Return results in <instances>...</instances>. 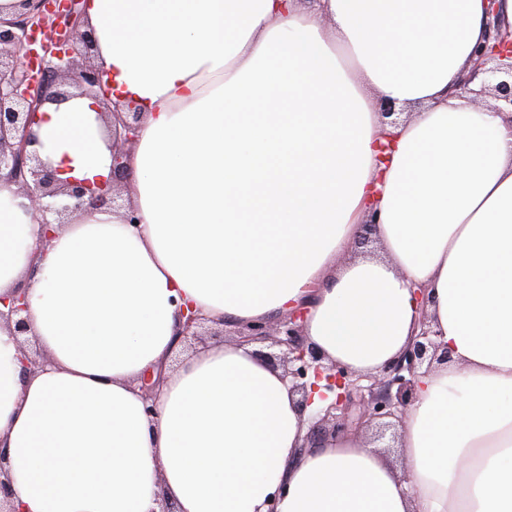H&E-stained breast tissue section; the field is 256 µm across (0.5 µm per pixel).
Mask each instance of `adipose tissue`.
I'll return each instance as SVG.
<instances>
[{
  "label": "adipose tissue",
  "instance_id": "adipose-tissue-1",
  "mask_svg": "<svg viewBox=\"0 0 512 512\" xmlns=\"http://www.w3.org/2000/svg\"><path fill=\"white\" fill-rule=\"evenodd\" d=\"M87 19L113 99L145 114L139 221L48 230L0 180V296L26 288L48 355L23 371L0 323L8 512H155L162 489L178 512H266L283 483L278 512H512V127L460 91L486 0H90ZM379 99L409 117L384 125ZM32 129L59 179L109 182L92 100ZM373 209L382 256L347 259ZM310 293L309 342L350 370L380 371L423 310L447 346L400 464L350 435L303 448L280 372L233 344L168 373L146 415L138 380L177 350L181 308L251 323Z\"/></svg>",
  "mask_w": 512,
  "mask_h": 512
}]
</instances>
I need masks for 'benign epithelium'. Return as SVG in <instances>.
I'll list each match as a JSON object with an SVG mask.
<instances>
[{"mask_svg": "<svg viewBox=\"0 0 512 512\" xmlns=\"http://www.w3.org/2000/svg\"><path fill=\"white\" fill-rule=\"evenodd\" d=\"M25 11L10 18L0 17V179L15 183L28 198L31 209L54 220L43 221L57 228L68 223V216L83 207H108L121 214L128 223L136 222L131 202L118 203L117 185L126 181V158L136 140L143 112L134 101L123 104L104 95L98 66L90 60L96 49L95 38L86 21L81 0H66L57 8L50 0H24ZM488 44L484 45L471 76L462 88L478 104L489 96L494 103L489 109L512 123V63L502 68L499 61L512 60V27L496 9H491ZM55 27L57 37L41 44L43 55L37 67L19 61L33 55L35 35L46 22ZM483 75L479 89L469 88L472 78ZM72 97L95 101L98 115L108 131L112 151V183L93 190L77 183H62L55 173L28 147L36 142L31 129L35 112L46 102L60 103ZM421 315L407 349L376 375L358 374L330 362L309 343L304 335L305 307L288 312L275 321L253 322L243 326L250 340L263 343L271 351H254L271 367L282 366V377L296 396V407L305 413L312 404V394L324 389L321 398L334 394V400L308 417L307 440L327 438L352 428L382 421L378 437L401 419L417 393V379L434 367L448 363V348L437 341L427 314L430 302L425 290H419ZM0 320L14 324L17 335L28 332L22 316L26 310V292L17 288L12 297H1ZM180 342L201 335L202 318L195 311H180ZM163 375L150 378L142 385L145 413L155 412L157 391Z\"/></svg>", "mask_w": 512, "mask_h": 512, "instance_id": "7a95c632", "label": "benign epithelium"}]
</instances>
